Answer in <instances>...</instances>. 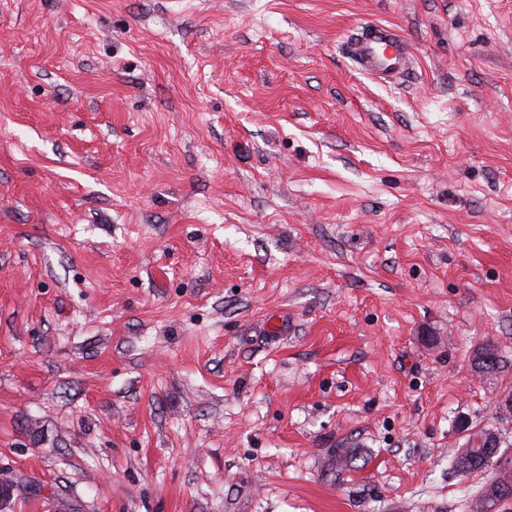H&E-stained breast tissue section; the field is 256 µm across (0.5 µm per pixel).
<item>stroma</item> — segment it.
Masks as SVG:
<instances>
[{
  "instance_id": "stroma-1",
  "label": "stroma",
  "mask_w": 512,
  "mask_h": 512,
  "mask_svg": "<svg viewBox=\"0 0 512 512\" xmlns=\"http://www.w3.org/2000/svg\"><path fill=\"white\" fill-rule=\"evenodd\" d=\"M510 397L512 0H0V512H470ZM351 53L362 71L383 80L399 77L411 65L407 41L389 24L364 29L351 43ZM487 431L488 429L479 430L477 433H473L472 436H470V438H474V440H472L471 447H467L470 443L469 439L466 440L465 444L463 445V448H469L467 449L468 454L463 456L460 454L462 448H459L454 459L457 470L462 474H469L478 470H487L493 465L495 466L493 469L500 468L496 470V472H492L491 475L483 482V485L480 487L474 499L472 500L470 510L471 512H488V509H485L484 507V489L489 481H494L496 478L500 476L504 477L507 474L512 476V471L509 470L507 466L502 465L499 458L494 461V457L498 455L500 447V437L498 433L493 431L494 435H496L498 438V446L495 443L491 445V441H489L487 446H491V448H486ZM479 439H481V443L477 445Z\"/></svg>"
}]
</instances>
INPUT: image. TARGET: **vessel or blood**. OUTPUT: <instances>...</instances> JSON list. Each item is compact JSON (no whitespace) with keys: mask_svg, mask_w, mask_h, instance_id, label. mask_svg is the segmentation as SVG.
<instances>
[{"mask_svg":"<svg viewBox=\"0 0 512 512\" xmlns=\"http://www.w3.org/2000/svg\"><path fill=\"white\" fill-rule=\"evenodd\" d=\"M351 53L362 71L383 80L399 77L411 65L406 40L396 27L389 24L364 29L353 40Z\"/></svg>","mask_w":512,"mask_h":512,"instance_id":"b4317fda","label":"vessel or blood"}]
</instances>
